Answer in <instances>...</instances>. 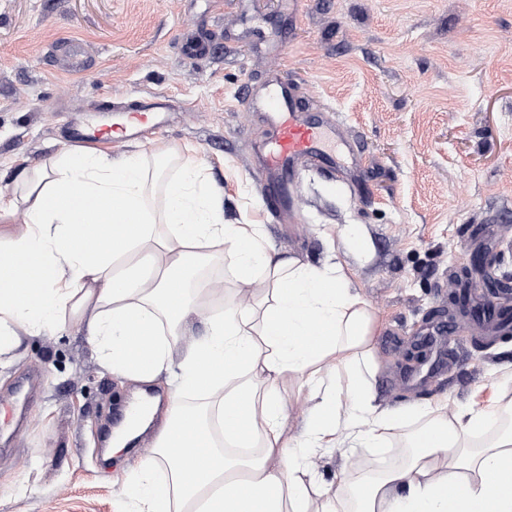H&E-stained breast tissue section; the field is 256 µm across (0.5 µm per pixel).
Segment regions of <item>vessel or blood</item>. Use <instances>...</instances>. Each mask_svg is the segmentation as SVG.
<instances>
[{
  "label": "vessel or blood",
  "mask_w": 512,
  "mask_h": 512,
  "mask_svg": "<svg viewBox=\"0 0 512 512\" xmlns=\"http://www.w3.org/2000/svg\"><path fill=\"white\" fill-rule=\"evenodd\" d=\"M113 111L124 113L123 123L98 130L96 141L117 143L156 128L174 106L168 96L155 95L132 105L118 102ZM248 111L260 113L270 129L253 150L267 186V205L276 216L297 212L296 179L303 165H314L340 181H348L363 156L356 135L344 120L327 112L310 113L300 105V95L282 78L280 68L268 74L266 88L253 94Z\"/></svg>",
  "instance_id": "obj_1"
}]
</instances>
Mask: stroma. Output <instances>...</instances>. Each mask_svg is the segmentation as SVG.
Returning <instances> with one entry per match:
<instances>
[{"instance_id":"1","label":"stroma","mask_w":512,"mask_h":512,"mask_svg":"<svg viewBox=\"0 0 512 512\" xmlns=\"http://www.w3.org/2000/svg\"><path fill=\"white\" fill-rule=\"evenodd\" d=\"M83 42L89 70L72 76L48 55ZM309 111L339 114L359 135L352 183L303 171L298 223L267 209L251 149L264 134L245 111L277 57ZM162 93L177 107L164 127L112 147L174 149L206 162L228 217L265 225L283 254L349 266L374 308L380 403L444 398L482 405L512 370V319H474L451 300L512 310V0H0V191L20 171L87 130L121 122L112 101ZM353 227L367 260L343 247ZM34 375L22 424L0 409V512H114L113 482L152 446L99 456L116 406L162 384L123 382L71 322L24 340L0 363V399ZM396 448L315 458L318 482L347 467L397 462Z\"/></svg>"}]
</instances>
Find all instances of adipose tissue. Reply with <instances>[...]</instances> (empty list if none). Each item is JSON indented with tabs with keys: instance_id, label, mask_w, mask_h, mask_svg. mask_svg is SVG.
Masks as SVG:
<instances>
[{
	"instance_id": "obj_1",
	"label": "adipose tissue",
	"mask_w": 512,
	"mask_h": 512,
	"mask_svg": "<svg viewBox=\"0 0 512 512\" xmlns=\"http://www.w3.org/2000/svg\"><path fill=\"white\" fill-rule=\"evenodd\" d=\"M170 161L65 148L0 193V223L21 222L0 240V356L78 319L113 375L168 379L114 512H512V400L381 405L377 317L344 266L283 256L264 225L225 219L205 163ZM224 261L234 290L216 311L200 269ZM393 441L400 464L319 488L318 453Z\"/></svg>"
}]
</instances>
